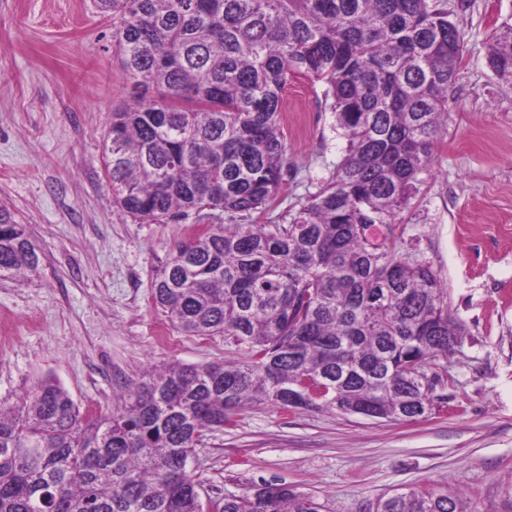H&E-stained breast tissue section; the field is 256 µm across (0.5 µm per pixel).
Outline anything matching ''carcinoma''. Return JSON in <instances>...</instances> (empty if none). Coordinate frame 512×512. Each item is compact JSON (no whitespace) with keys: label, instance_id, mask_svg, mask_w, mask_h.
<instances>
[{"label":"carcinoma","instance_id":"carcinoma-1","mask_svg":"<svg viewBox=\"0 0 512 512\" xmlns=\"http://www.w3.org/2000/svg\"><path fill=\"white\" fill-rule=\"evenodd\" d=\"M133 106L112 112L105 175L121 215L179 222L250 217L288 175L281 124L291 74L325 87L346 154L286 224H212L174 245L153 305L188 336H222L240 362L171 363L127 386L123 404L81 413L37 382L0 409V512H204L190 469L208 429L246 405L339 410L408 421L445 401L438 360L459 342L430 266L372 245L358 225L393 224L447 120L465 36L442 0H96ZM488 64L512 83V24ZM40 257L0 210V276L27 280ZM214 512H331L265 484ZM374 512H463L434 488L396 492Z\"/></svg>","mask_w":512,"mask_h":512}]
</instances>
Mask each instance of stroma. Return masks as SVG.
Wrapping results in <instances>:
<instances>
[{"label": "stroma", "instance_id": "1", "mask_svg": "<svg viewBox=\"0 0 512 512\" xmlns=\"http://www.w3.org/2000/svg\"><path fill=\"white\" fill-rule=\"evenodd\" d=\"M444 2L467 51L430 172L394 225L400 256L431 266L465 326L440 362L448 400L405 422L245 406L196 450L202 497L286 483L334 512H368L395 491L434 487L466 512H512V83L487 64L512 0ZM283 97L288 176L259 224L287 223L347 145L320 84L294 76ZM133 102L94 0H0V209L40 255L29 280L0 277L1 408L49 378L81 410L108 414L150 368L246 357L223 337L178 333L151 303L170 247L206 224L116 211L103 144L113 110Z\"/></svg>", "mask_w": 512, "mask_h": 512}]
</instances>
